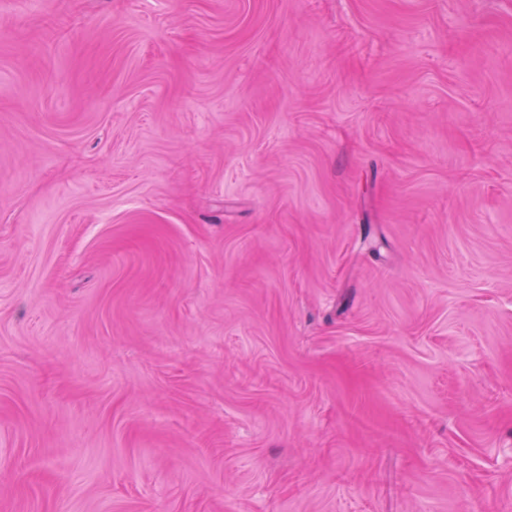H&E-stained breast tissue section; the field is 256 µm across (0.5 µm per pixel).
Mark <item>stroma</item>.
Listing matches in <instances>:
<instances>
[{
	"instance_id": "1",
	"label": "stroma",
	"mask_w": 512,
	"mask_h": 512,
	"mask_svg": "<svg viewBox=\"0 0 512 512\" xmlns=\"http://www.w3.org/2000/svg\"><path fill=\"white\" fill-rule=\"evenodd\" d=\"M0 512H512V0H0Z\"/></svg>"
}]
</instances>
